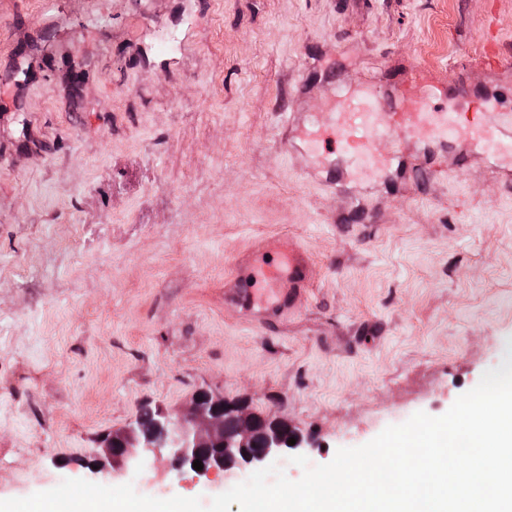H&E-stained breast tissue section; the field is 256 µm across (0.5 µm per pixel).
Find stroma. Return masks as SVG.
Returning <instances> with one entry per match:
<instances>
[{
	"mask_svg": "<svg viewBox=\"0 0 512 512\" xmlns=\"http://www.w3.org/2000/svg\"><path fill=\"white\" fill-rule=\"evenodd\" d=\"M489 37L512 59V0H0V500L91 479L106 435L200 390L321 465L474 388L512 345V155L380 139L395 165L330 189L287 133L412 66L508 129L512 69L456 66ZM271 237L310 278L263 326L224 282ZM245 479L131 482L206 507Z\"/></svg>",
	"mask_w": 512,
	"mask_h": 512,
	"instance_id": "stroma-1",
	"label": "stroma"
}]
</instances>
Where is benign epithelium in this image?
Returning <instances> with one entry per match:
<instances>
[{
    "label": "benign epithelium",
    "instance_id": "1",
    "mask_svg": "<svg viewBox=\"0 0 512 512\" xmlns=\"http://www.w3.org/2000/svg\"><path fill=\"white\" fill-rule=\"evenodd\" d=\"M313 447L311 435L279 417L257 414L246 402L229 407L224 399L200 391L180 415L158 412L152 433L136 423L113 433L102 441L98 455L124 467L119 473H102L104 479L135 476L150 460L165 459L172 479L209 481ZM196 460L203 469L193 468Z\"/></svg>",
    "mask_w": 512,
    "mask_h": 512
}]
</instances>
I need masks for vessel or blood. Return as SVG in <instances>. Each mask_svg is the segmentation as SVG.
<instances>
[{
	"label": "vessel or blood",
	"mask_w": 512,
	"mask_h": 512,
	"mask_svg": "<svg viewBox=\"0 0 512 512\" xmlns=\"http://www.w3.org/2000/svg\"><path fill=\"white\" fill-rule=\"evenodd\" d=\"M463 64L487 71L512 67V61L487 52L467 56ZM443 82L432 71L417 69L407 78L406 90L394 97L382 92L377 83H367L360 94L332 103L328 122L298 126L295 134L316 157H335L361 173L384 168L386 158L375 156L371 144L394 132L415 131L445 142L478 141L488 153L498 154L504 141L482 120L491 99L475 102L464 112L441 111L435 89ZM308 276L307 259L290 240H265L240 258L234 278L224 285V306L249 313L258 324H273L287 316Z\"/></svg>",
	"instance_id": "vessel-or-blood-1"
}]
</instances>
